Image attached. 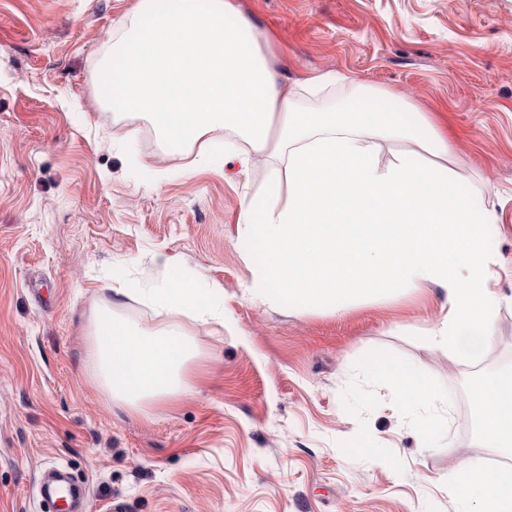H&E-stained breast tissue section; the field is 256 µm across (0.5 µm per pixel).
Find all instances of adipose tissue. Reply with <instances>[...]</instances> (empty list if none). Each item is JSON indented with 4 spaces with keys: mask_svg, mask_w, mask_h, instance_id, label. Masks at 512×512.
Returning a JSON list of instances; mask_svg holds the SVG:
<instances>
[{
    "mask_svg": "<svg viewBox=\"0 0 512 512\" xmlns=\"http://www.w3.org/2000/svg\"><path fill=\"white\" fill-rule=\"evenodd\" d=\"M101 104L142 116L163 150L209 162L221 144L242 169L272 159L273 189L249 200L239 232L258 243L253 295L338 314L403 290L440 288L445 312L426 331L449 357L477 360L492 346L500 302L491 288L486 229L499 216L458 168L448 132L390 91L342 77L337 98L308 103L329 75L279 80L270 46L235 0H135L112 30L98 74ZM396 149L380 160L382 145ZM213 289L171 276L148 297L157 316L213 318ZM180 327H150L100 310L88 356L108 397L149 415L184 394L194 356ZM367 373L402 402V413L439 401L436 386L382 351ZM489 447L512 454V367L475 397ZM457 512H512V465L459 464L448 477Z\"/></svg>",
    "mask_w": 512,
    "mask_h": 512,
    "instance_id": "obj_1",
    "label": "adipose tissue"
}]
</instances>
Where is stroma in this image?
Masks as SVG:
<instances>
[{
    "label": "stroma",
    "mask_w": 512,
    "mask_h": 512,
    "mask_svg": "<svg viewBox=\"0 0 512 512\" xmlns=\"http://www.w3.org/2000/svg\"><path fill=\"white\" fill-rule=\"evenodd\" d=\"M134 0H0V512H45L43 473L88 491L86 512H455L448 474L493 470L475 378L512 366V0H236L270 41L285 80L336 72L436 115L459 168L479 175L502 301L494 348L459 362L422 335L440 289L342 315L251 296L247 201L272 167L233 156L186 170L137 120L97 100L106 41ZM179 275L218 288L223 324L168 316L199 350L189 390L144 418L91 381L97 309L158 325L114 287ZM386 350L442 395L446 429L363 370ZM365 441L387 464L347 458Z\"/></svg>",
    "instance_id": "obj_1"
}]
</instances>
